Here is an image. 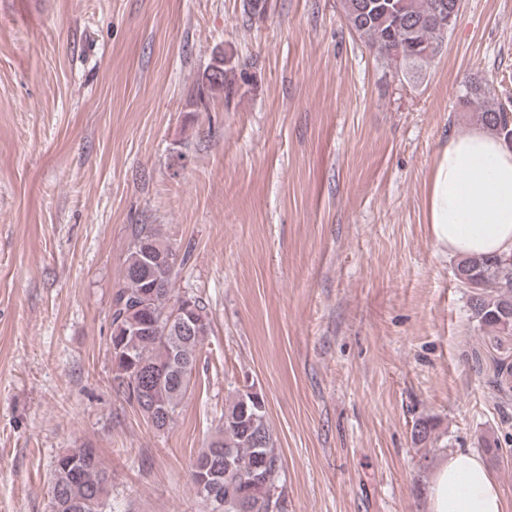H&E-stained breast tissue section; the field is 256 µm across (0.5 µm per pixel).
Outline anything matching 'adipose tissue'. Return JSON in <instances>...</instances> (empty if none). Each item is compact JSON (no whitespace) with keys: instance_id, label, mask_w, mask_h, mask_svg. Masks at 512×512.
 <instances>
[{"instance_id":"ef3b65f1","label":"adipose tissue","mask_w":512,"mask_h":512,"mask_svg":"<svg viewBox=\"0 0 512 512\" xmlns=\"http://www.w3.org/2000/svg\"><path fill=\"white\" fill-rule=\"evenodd\" d=\"M437 251L452 258L512 256V146L475 126L440 145L426 191ZM427 512H512L484 459L456 451L436 468Z\"/></svg>"}]
</instances>
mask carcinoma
Wrapping results in <instances>:
<instances>
[{"label": "carcinoma", "instance_id": "cac0c4a2", "mask_svg": "<svg viewBox=\"0 0 512 512\" xmlns=\"http://www.w3.org/2000/svg\"><path fill=\"white\" fill-rule=\"evenodd\" d=\"M392 7L377 11L369 0H341L349 30L363 39L369 50L388 64L392 48H401V75L416 73L440 53L450 28L439 24L440 6L448 12L459 0H383ZM237 66L214 59L212 72L205 75L203 94H224L230 100L235 90ZM490 88L478 75L465 81L464 102L476 106V120L500 136L512 132V106L489 101ZM189 261L181 251L163 239L153 224L131 228L124 260L122 284L112 295L110 336L112 389L139 412L154 429L163 431L174 421L197 369L199 352L211 331L205 305L193 298L202 321L189 335L173 332L170 319L182 295L174 288L178 269ZM456 279L470 290L473 315L484 326L512 333V260L508 258H467L457 263ZM175 369L184 382L157 377L148 382L146 373ZM434 424L417 420L412 439L416 444L432 441ZM282 459L274 448L267 421L265 401L254 402L238 392L224 406L215 435L194 460L190 480L206 512H215V500L229 506L223 512H272L266 488H283ZM259 481L252 479V474ZM110 475L99 451L89 445L69 448L55 463L51 512H102L108 496Z\"/></svg>", "mask_w": 512, "mask_h": 512}]
</instances>
